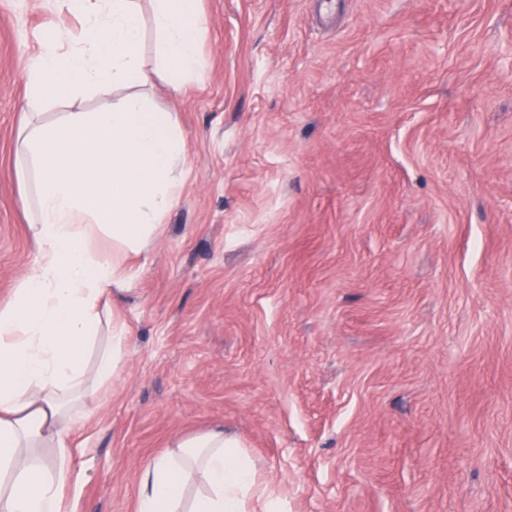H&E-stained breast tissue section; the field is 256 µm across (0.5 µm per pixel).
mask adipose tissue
<instances>
[{"label": "adipose tissue", "mask_w": 512, "mask_h": 512, "mask_svg": "<svg viewBox=\"0 0 512 512\" xmlns=\"http://www.w3.org/2000/svg\"><path fill=\"white\" fill-rule=\"evenodd\" d=\"M52 0L43 49L26 60L25 108L87 96L95 112L53 121L24 116L21 180L32 213L38 260L0 299V512H71L68 440L77 407L120 375L127 331L113 328L95 364L88 354L123 292L120 253L140 252L156 236L183 183L186 146L178 120L155 111L141 89L154 78L173 92L204 79L199 0ZM82 24L64 48L56 15ZM156 62L143 52L145 26ZM111 237L116 252L98 248ZM136 512H281L239 442L211 429L174 437L148 460L135 490Z\"/></svg>", "instance_id": "adipose-tissue-1"}]
</instances>
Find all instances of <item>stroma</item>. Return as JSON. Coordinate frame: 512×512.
Listing matches in <instances>:
<instances>
[{"label":"stroma","instance_id":"obj_1","mask_svg":"<svg viewBox=\"0 0 512 512\" xmlns=\"http://www.w3.org/2000/svg\"><path fill=\"white\" fill-rule=\"evenodd\" d=\"M186 143L122 256L120 379L70 439L73 512L223 427L286 512H512V0H201ZM44 0H0V299L38 254L17 169Z\"/></svg>","mask_w":512,"mask_h":512}]
</instances>
